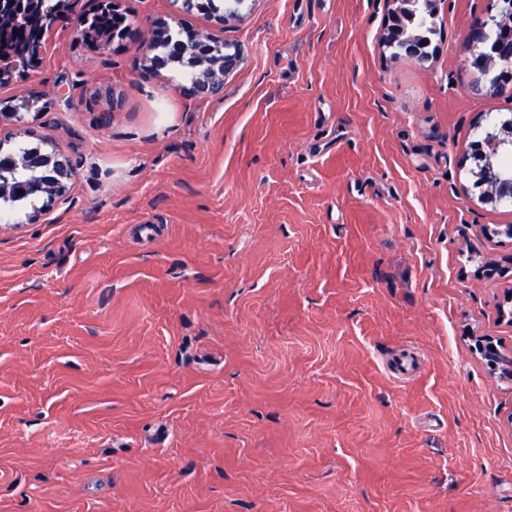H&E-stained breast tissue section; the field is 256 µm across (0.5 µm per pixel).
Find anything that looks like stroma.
I'll return each instance as SVG.
<instances>
[{"instance_id":"1","label":"stroma","mask_w":512,"mask_h":512,"mask_svg":"<svg viewBox=\"0 0 512 512\" xmlns=\"http://www.w3.org/2000/svg\"><path fill=\"white\" fill-rule=\"evenodd\" d=\"M119 4L134 36L63 21L0 86L39 105L0 147L75 171L0 220V512H512V376L476 350L512 356V206L460 169L512 117L464 62L489 0H433L422 61L392 0ZM160 18L235 47L220 94L147 69ZM198 1H205L207 15L224 19L225 16H238L247 0H184L183 6L190 10L194 5L197 7ZM85 20H88V23L83 29L82 42L90 47H99L112 30L115 23L114 16L112 14L106 16L95 10L89 17H85ZM58 161L61 165V169L58 173V178L53 181H45L44 183H41L39 186L41 190L45 191L46 193H49L53 199L61 198L64 196L67 186L63 182V180H71L73 177V168L70 165L69 161H66V159H58Z\"/></svg>"}]
</instances>
